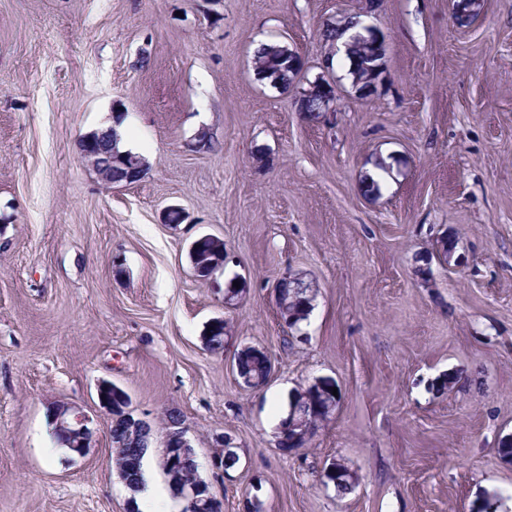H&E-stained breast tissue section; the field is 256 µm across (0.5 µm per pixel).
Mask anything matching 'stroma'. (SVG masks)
I'll return each instance as SVG.
<instances>
[{
    "label": "stroma",
    "instance_id": "1",
    "mask_svg": "<svg viewBox=\"0 0 512 512\" xmlns=\"http://www.w3.org/2000/svg\"><path fill=\"white\" fill-rule=\"evenodd\" d=\"M368 0H0V512H129L97 385L134 416L180 413L201 478L242 512H512V0L458 26L451 0H384L374 99L334 56L336 109L296 112L259 80L258 42L296 50L315 77L329 21ZM120 118L147 173L104 185L81 137ZM207 129L211 148L195 145ZM384 169L380 193L362 180ZM182 224L165 223L168 207ZM224 241L197 278L192 241ZM457 243L450 263L436 241ZM310 287L293 338L283 272ZM242 292L224 303L229 281ZM229 323L223 352L202 335ZM244 345L275 369L258 389L231 369ZM461 378L441 394L443 374ZM341 389L306 448L275 428L292 391ZM89 419L85 456L59 453L49 412ZM238 464L215 479L213 437ZM340 460L358 486L339 495Z\"/></svg>",
    "mask_w": 512,
    "mask_h": 512
}]
</instances>
